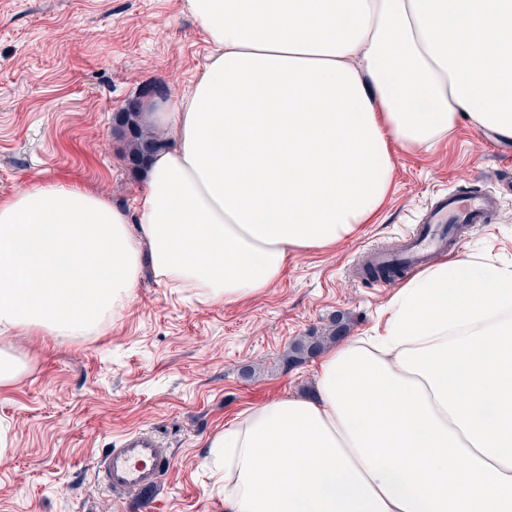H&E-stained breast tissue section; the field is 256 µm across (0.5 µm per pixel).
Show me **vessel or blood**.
Returning <instances> with one entry per match:
<instances>
[{
	"label": "vessel or blood",
	"mask_w": 512,
	"mask_h": 512,
	"mask_svg": "<svg viewBox=\"0 0 512 512\" xmlns=\"http://www.w3.org/2000/svg\"><path fill=\"white\" fill-rule=\"evenodd\" d=\"M512 192L503 184L491 190L463 188L436 196L414 229L390 249L374 248L369 253L373 266L399 275L417 270L445 254L461 233L497 218L501 195ZM173 465V455L157 431L143 429L124 434L114 447L98 458L94 473L115 498L156 491Z\"/></svg>",
	"instance_id": "1"
}]
</instances>
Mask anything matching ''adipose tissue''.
<instances>
[{
	"label": "adipose tissue",
	"instance_id": "1",
	"mask_svg": "<svg viewBox=\"0 0 512 512\" xmlns=\"http://www.w3.org/2000/svg\"><path fill=\"white\" fill-rule=\"evenodd\" d=\"M214 50L147 109L173 139L135 210L75 184L0 199V336H83L144 269L203 303L371 223L393 147L459 122L512 140V0H187ZM224 512H512V264L422 270L381 331L317 361L313 391L212 436Z\"/></svg>",
	"mask_w": 512,
	"mask_h": 512
}]
</instances>
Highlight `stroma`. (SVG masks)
Wrapping results in <instances>:
<instances>
[{
  "label": "stroma",
  "mask_w": 512,
  "mask_h": 512,
  "mask_svg": "<svg viewBox=\"0 0 512 512\" xmlns=\"http://www.w3.org/2000/svg\"><path fill=\"white\" fill-rule=\"evenodd\" d=\"M212 50L185 0H0V198L58 181L134 208L145 179L127 169L112 117L147 84L185 91ZM488 138L463 122L430 150L393 149L376 221L294 254L258 296L204 304L148 276L123 315L91 335L14 338L27 369L0 387V512H224L209 437L248 408L310 390L315 358L284 361L296 339L339 314L352 336L384 323L397 285L355 279L353 267L410 231L437 193L503 180L512 145L494 150ZM453 253L512 262V195L497 223L475 227ZM137 429L158 430L174 465L155 493L120 502L93 462Z\"/></svg>",
  "instance_id": "35a3bbf8"
}]
</instances>
